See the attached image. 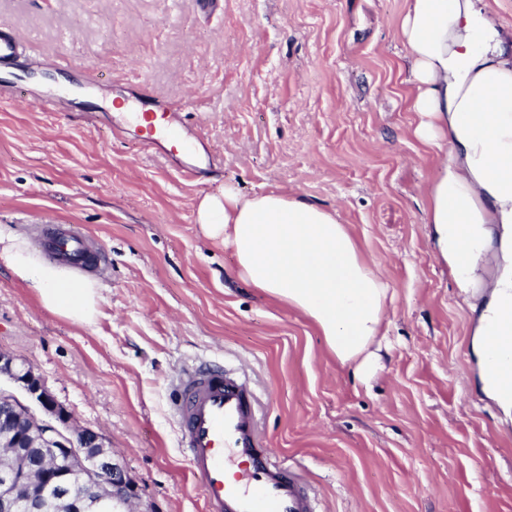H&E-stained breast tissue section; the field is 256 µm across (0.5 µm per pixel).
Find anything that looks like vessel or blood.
Returning a JSON list of instances; mask_svg holds the SVG:
<instances>
[{"instance_id":"vessel-or-blood-1","label":"vessel or blood","mask_w":512,"mask_h":512,"mask_svg":"<svg viewBox=\"0 0 512 512\" xmlns=\"http://www.w3.org/2000/svg\"><path fill=\"white\" fill-rule=\"evenodd\" d=\"M143 118L145 147L176 141L190 150L171 113L147 112ZM85 242L82 234L69 232L47 245L79 268L87 257ZM175 391L178 445L203 492L206 512H320L306 479L274 460L258 428L260 399L249 380L227 381L223 367L205 363L182 368Z\"/></svg>"}]
</instances>
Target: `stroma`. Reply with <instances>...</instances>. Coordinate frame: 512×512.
<instances>
[{
  "instance_id": "35a3bbf8",
  "label": "stroma",
  "mask_w": 512,
  "mask_h": 512,
  "mask_svg": "<svg viewBox=\"0 0 512 512\" xmlns=\"http://www.w3.org/2000/svg\"><path fill=\"white\" fill-rule=\"evenodd\" d=\"M406 0H0V235L50 263L47 230L104 258L99 314L44 310L0 261V350L135 477L134 512H205L178 449L185 362L245 367L269 447L324 512H512V418L480 390L468 296L426 224L435 156L413 134ZM179 109L193 180L122 133L114 106ZM338 209L389 281L387 347L356 376L299 313L244 285L196 222L221 183Z\"/></svg>"
}]
</instances>
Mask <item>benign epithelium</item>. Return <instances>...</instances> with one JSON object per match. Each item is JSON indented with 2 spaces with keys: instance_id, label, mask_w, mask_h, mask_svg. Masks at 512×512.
I'll use <instances>...</instances> for the list:
<instances>
[{
  "instance_id": "obj_1",
  "label": "benign epithelium",
  "mask_w": 512,
  "mask_h": 512,
  "mask_svg": "<svg viewBox=\"0 0 512 512\" xmlns=\"http://www.w3.org/2000/svg\"><path fill=\"white\" fill-rule=\"evenodd\" d=\"M0 447L15 464L0 471V512H129L138 485L101 433L71 425L33 367L0 351Z\"/></svg>"
}]
</instances>
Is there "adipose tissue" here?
I'll return each mask as SVG.
<instances>
[{"label": "adipose tissue", "instance_id": "obj_1", "mask_svg": "<svg viewBox=\"0 0 512 512\" xmlns=\"http://www.w3.org/2000/svg\"><path fill=\"white\" fill-rule=\"evenodd\" d=\"M397 37L408 50L414 133L437 157L427 222L459 285L487 291L471 350L483 393L512 412V386L489 364L490 335L512 325V28L482 0H407ZM197 222L231 245L246 286L316 326L338 364L361 374L372 368L390 285L338 210L277 190L244 195L227 183L200 198ZM494 249L500 261L491 274ZM0 259L46 311L77 324L95 320L96 280L38 261L13 238L0 241Z\"/></svg>", "mask_w": 512, "mask_h": 512}]
</instances>
